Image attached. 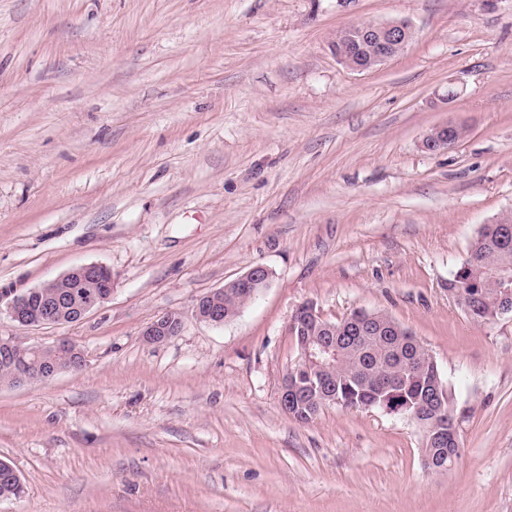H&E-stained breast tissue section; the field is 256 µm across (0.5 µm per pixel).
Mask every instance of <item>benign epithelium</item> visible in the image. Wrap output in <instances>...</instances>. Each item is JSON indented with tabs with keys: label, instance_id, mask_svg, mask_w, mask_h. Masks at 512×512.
<instances>
[{
	"label": "benign epithelium",
	"instance_id": "obj_1",
	"mask_svg": "<svg viewBox=\"0 0 512 512\" xmlns=\"http://www.w3.org/2000/svg\"><path fill=\"white\" fill-rule=\"evenodd\" d=\"M413 38V29L405 20H392L384 23H366L363 25H350L336 32L332 41L336 59L346 67L356 71H368L387 60L399 55ZM456 124L446 122L430 129L423 137L422 147L430 152L437 153L448 149V140ZM105 275H112V270L102 264H81L71 268L58 278L43 284L47 288L71 278H78L91 284L94 291L87 294L79 304L73 305L68 296H58L39 311L30 309V300L41 296V290L32 289L17 295L7 304L9 316L18 325L23 327H38L48 324H64L67 322L65 314H70L75 320L83 319L88 313L101 306L112 296V280L103 279ZM271 278V272L262 265L250 268L241 276L227 282L224 287L200 297L194 305V316L197 320L222 325L232 319L230 313L218 307V298L228 289L235 288L243 292L245 302H250L265 288ZM182 329V318L176 313H166L156 318L144 331L145 339L150 343H161L177 335ZM50 349L61 359L46 362L43 374L52 378L56 374L69 369L73 364H85L83 353L75 352L66 338H60L54 343L41 347V350ZM289 372L283 380L279 403L282 410L296 404L299 399V389L293 383ZM423 435L433 438L440 443L448 442L447 423L439 417L420 424Z\"/></svg>",
	"mask_w": 512,
	"mask_h": 512
}]
</instances>
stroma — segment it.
Listing matches in <instances>:
<instances>
[{"label": "stroma", "instance_id": "35a3bbf8", "mask_svg": "<svg viewBox=\"0 0 512 512\" xmlns=\"http://www.w3.org/2000/svg\"><path fill=\"white\" fill-rule=\"evenodd\" d=\"M414 38L357 72L336 31ZM457 97L444 102L448 90ZM452 121L466 134L431 154ZM512 215V0H0V300L72 267L112 271L69 337L86 365L0 384V512H512V315L472 321L448 279ZM232 320L199 297L251 267ZM383 311L452 389L461 455L383 409L279 406L288 323ZM180 313L152 344L144 329ZM456 126L457 125L453 122H446L433 127L424 135L422 147L430 153L448 150V147L454 146L460 141L457 140L448 146V140ZM270 278L271 272L268 268L262 265L253 266L241 276L225 283L223 288L200 297L194 305V316L197 320L208 324L222 325L235 317L243 306L267 288ZM229 288H236L237 291H243L244 293L245 303L239 309H237L240 306L239 300L233 290L230 294L224 295V292ZM222 294L224 296L220 297ZM219 297L222 307L225 306V310L233 312L237 309L233 316L218 307L217 298ZM182 329V318L176 313H166L156 318L144 331L143 336L150 343H161ZM23 484L15 475L13 468L5 462H0V500L20 498Z\"/></svg>", "mask_w": 512, "mask_h": 512}]
</instances>
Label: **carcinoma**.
<instances>
[{"instance_id": "cac0c4a2", "label": "carcinoma", "mask_w": 512, "mask_h": 512, "mask_svg": "<svg viewBox=\"0 0 512 512\" xmlns=\"http://www.w3.org/2000/svg\"><path fill=\"white\" fill-rule=\"evenodd\" d=\"M506 270L512 276V236L503 237L492 224L480 229L469 246L466 259L448 278V289L464 288L467 294L465 314L477 323L499 317L498 308L503 302L512 303V281L504 280L500 287L488 283V272ZM43 297L59 294L80 298L87 292L80 284L73 282L56 288L42 289ZM361 329L358 336L342 333L346 320L316 323L303 317L288 324V332L295 344L310 339H336V363L333 366L301 365L296 376L303 381L318 383L322 380L336 398V403L324 400L318 392L302 394L298 404L288 412L293 419L308 423L326 406L331 404L344 409L380 408L400 412L415 409L428 416L437 411L426 407V392L439 385L446 390L443 396L441 415L448 427H453V397L441 376L438 365L427 364L415 336L407 329L398 332L390 323L373 318V313L355 311L350 315ZM32 348L19 343L13 344L9 354L0 351V382L11 384L16 375L29 371V376L38 380L42 374L34 366ZM23 484L13 468L0 462V500L21 497Z\"/></svg>"}]
</instances>
